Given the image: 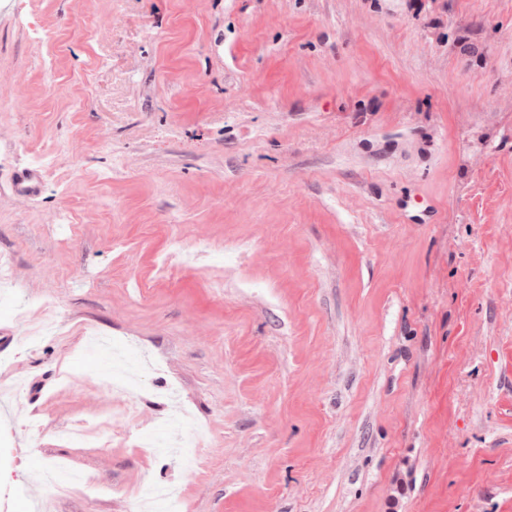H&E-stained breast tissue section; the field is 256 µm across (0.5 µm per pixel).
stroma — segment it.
I'll list each match as a JSON object with an SVG mask.
<instances>
[{
	"label": "stroma",
	"instance_id": "obj_1",
	"mask_svg": "<svg viewBox=\"0 0 512 512\" xmlns=\"http://www.w3.org/2000/svg\"><path fill=\"white\" fill-rule=\"evenodd\" d=\"M0 262V500L512 512V0H18Z\"/></svg>",
	"mask_w": 512,
	"mask_h": 512
}]
</instances>
